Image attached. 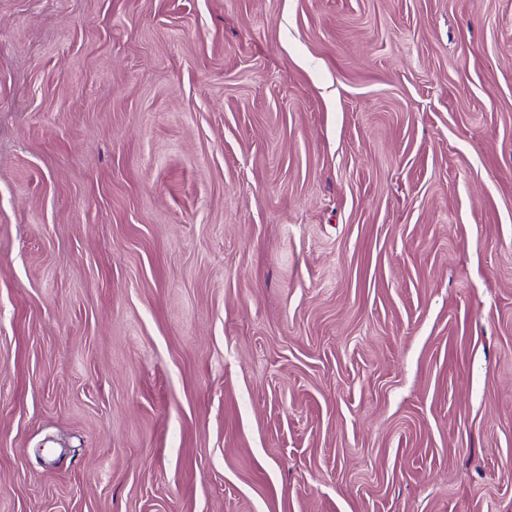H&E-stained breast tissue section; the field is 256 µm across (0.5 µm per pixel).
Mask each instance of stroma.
<instances>
[{
    "instance_id": "1",
    "label": "stroma",
    "mask_w": 512,
    "mask_h": 512,
    "mask_svg": "<svg viewBox=\"0 0 512 512\" xmlns=\"http://www.w3.org/2000/svg\"><path fill=\"white\" fill-rule=\"evenodd\" d=\"M0 512H512V0H0Z\"/></svg>"
}]
</instances>
